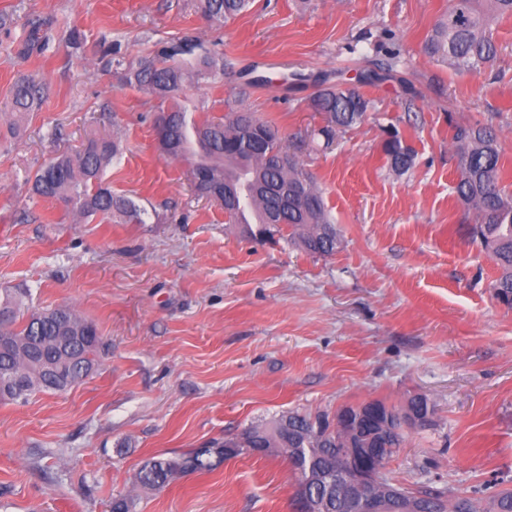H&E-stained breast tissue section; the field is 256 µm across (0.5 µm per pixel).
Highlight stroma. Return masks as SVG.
Returning <instances> with one entry per match:
<instances>
[{
	"label": "stroma",
	"instance_id": "stroma-1",
	"mask_svg": "<svg viewBox=\"0 0 512 512\" xmlns=\"http://www.w3.org/2000/svg\"><path fill=\"white\" fill-rule=\"evenodd\" d=\"M448 0H254L211 26L191 0H0V107L21 77L48 94L17 138L0 140V290L93 321L105 352L67 391L0 402V512H293L297 483L278 454H242L160 490L141 466L223 441L289 410L333 411L415 394L431 426L405 431L385 468L410 491L488 496L512 488V309L498 270L458 229L475 221L454 192L458 125L493 127L512 190V18L491 27L497 54L475 75L424 42ZM52 20L42 54L10 51L27 19ZM79 44H71V31ZM224 55L196 87L213 115L242 108L288 134L322 190L334 255L307 254L280 226L260 245L192 192L187 165L157 150V103L125 85L174 39ZM356 89L370 104L332 145L311 97ZM117 136L113 191L156 215L145 224L75 222L34 196L29 177L92 128ZM397 130L415 154L393 172Z\"/></svg>",
	"mask_w": 512,
	"mask_h": 512
}]
</instances>
